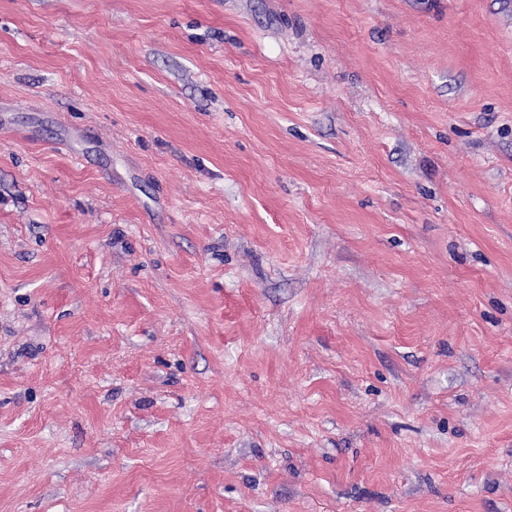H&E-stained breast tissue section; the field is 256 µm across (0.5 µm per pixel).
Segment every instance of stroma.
Masks as SVG:
<instances>
[{
	"label": "stroma",
	"mask_w": 512,
	"mask_h": 512,
	"mask_svg": "<svg viewBox=\"0 0 512 512\" xmlns=\"http://www.w3.org/2000/svg\"><path fill=\"white\" fill-rule=\"evenodd\" d=\"M0 512H512V0H0Z\"/></svg>",
	"instance_id": "stroma-1"
}]
</instances>
